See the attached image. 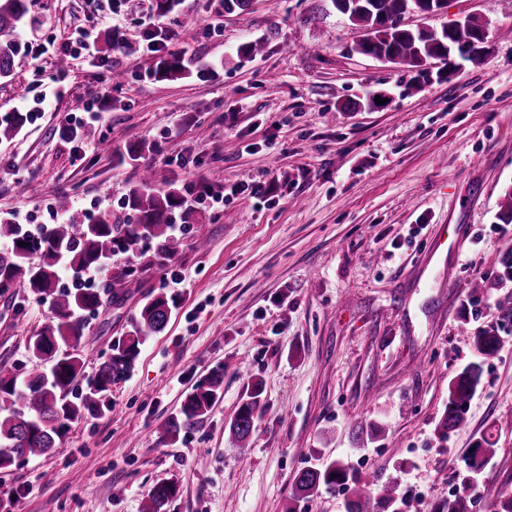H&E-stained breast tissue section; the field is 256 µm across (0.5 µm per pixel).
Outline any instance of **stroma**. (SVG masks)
Returning a JSON list of instances; mask_svg holds the SVG:
<instances>
[{"mask_svg": "<svg viewBox=\"0 0 512 512\" xmlns=\"http://www.w3.org/2000/svg\"><path fill=\"white\" fill-rule=\"evenodd\" d=\"M34 13L12 77L0 80V117L28 116L0 144V225L53 223L63 194L89 217L119 210L147 166L225 200L219 211L195 206L167 265L181 283L148 266L149 243L113 255L111 270L137 273L122 299L86 317V376L145 296L171 297V319L107 407L51 454L0 469V501L15 512H140L148 490L171 481L170 512H346L352 490L392 482L412 491L404 512H442L470 448L490 434L496 453L469 492L471 512L512 495V334L485 361L464 424L440 425L449 380L476 357L458 330L495 322L493 282L512 252V223L498 218L512 191V0H447L433 17L408 16L414 29L486 24L480 61L448 78L357 53L360 32L332 0H252L231 13L219 0H181L167 21L191 74L162 82L142 49L152 0H37ZM81 30L95 54L58 71L56 50ZM114 30L124 46L106 45ZM255 40L261 56L239 54ZM110 69L121 84L105 85ZM375 92L386 105L366 108ZM349 99L359 109L338 111ZM94 102L109 154L65 136V115ZM133 144L140 159L117 162ZM248 178L263 198L231 195ZM443 268L454 286L428 288ZM477 280L488 288L474 290ZM50 321L40 299L0 296V367L30 370L28 340ZM218 369L223 397L170 438L168 420ZM256 387L243 445L228 421ZM334 459L352 481L294 498L301 469Z\"/></svg>", "mask_w": 512, "mask_h": 512, "instance_id": "35a3bbf8", "label": "stroma"}]
</instances>
